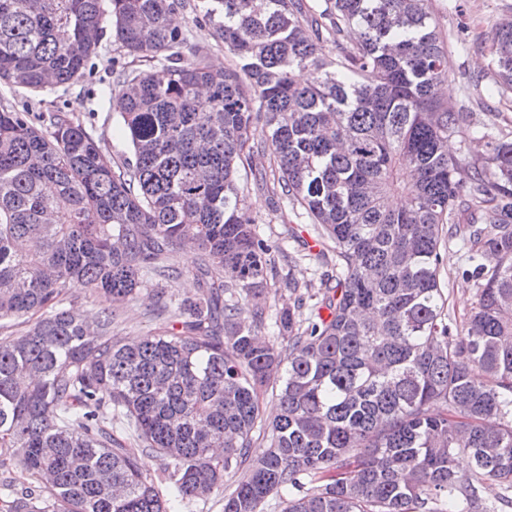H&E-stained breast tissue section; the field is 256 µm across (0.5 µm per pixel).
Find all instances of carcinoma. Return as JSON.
Segmentation results:
<instances>
[{
    "label": "carcinoma",
    "instance_id": "cac0c4a2",
    "mask_svg": "<svg viewBox=\"0 0 512 512\" xmlns=\"http://www.w3.org/2000/svg\"><path fill=\"white\" fill-rule=\"evenodd\" d=\"M200 2L222 69L170 26L178 0H0L1 82L67 85L108 30L146 63L121 70L113 96L133 153L119 167L66 114L45 128L0 110V321H31L0 338V453L50 479L48 499L30 493L14 512H178L230 473L224 512L271 499L281 512H505L512 137L487 131L482 154H448L469 100L438 94L448 46L431 0ZM491 52L512 93V19ZM259 148L335 253V280H288L274 340L262 334L272 247L238 183ZM454 240L476 286L461 326L440 282ZM179 249L199 254L197 292L175 304L158 291L174 321L117 337L116 309L145 279L178 277L165 259ZM77 288L109 306L66 307ZM269 391L279 410L265 421ZM114 421L159 456L169 494ZM256 428L268 449L254 458ZM490 481L505 487L493 500Z\"/></svg>",
    "mask_w": 512,
    "mask_h": 512
}]
</instances>
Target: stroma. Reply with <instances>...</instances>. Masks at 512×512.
<instances>
[{
  "mask_svg": "<svg viewBox=\"0 0 512 512\" xmlns=\"http://www.w3.org/2000/svg\"><path fill=\"white\" fill-rule=\"evenodd\" d=\"M433 6L448 42L449 80L444 93L451 101L458 102L464 96L463 74H483L492 68V32L498 22L512 16V0H433ZM176 17L181 29L190 32L193 46L207 52L213 63H224V45L214 37L213 26L204 16L199 0H183ZM123 56V50L111 36H104L84 73L69 85L34 95L26 89L1 83L0 109L46 115L69 113L100 140L106 157L113 164H121L130 157L131 148L112 107V95L117 87L112 61ZM472 112L470 139L449 138V153H480L482 146L478 137L486 113H501L504 122L512 123V98L500 97L494 87H485L479 106L473 107ZM253 168L254 177L241 183L243 198L256 220V232L274 248L279 274L289 273L299 283L319 285L325 268L311 258L312 245L318 240L316 230L301 210L293 209L262 182V175L271 172L269 155L256 154ZM444 257L442 286L452 315L461 323L476 300L475 286L459 272L464 265L459 245L448 244ZM156 286V281H147L136 298L120 310L113 325L117 336L125 339L143 336L168 324V317L154 313Z\"/></svg>",
  "mask_w": 512,
  "mask_h": 512,
  "instance_id": "stroma-1",
  "label": "stroma"
}]
</instances>
